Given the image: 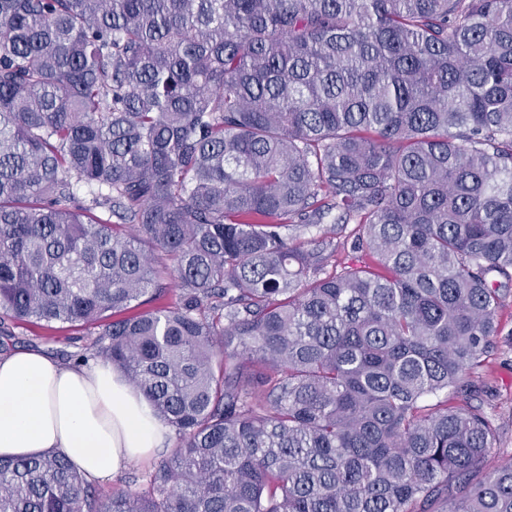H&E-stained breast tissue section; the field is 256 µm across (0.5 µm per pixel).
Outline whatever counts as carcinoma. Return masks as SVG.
Here are the masks:
<instances>
[{"label": "carcinoma", "instance_id": "carcinoma-1", "mask_svg": "<svg viewBox=\"0 0 512 512\" xmlns=\"http://www.w3.org/2000/svg\"><path fill=\"white\" fill-rule=\"evenodd\" d=\"M511 284L512 0H0V313L178 439L106 500L0 457V512H512ZM336 213L333 212L329 217L325 219V226L334 227L336 230V245L338 246L336 251V270L340 271L341 264L344 262L350 261L352 258L358 256L359 254L352 251L351 243L353 240V236L356 232H358L356 224H345L341 226V224H333L334 217ZM502 323V346L497 354L488 357L484 365L474 375V382L483 388L484 408L495 411L500 427L496 449L492 461L512 457V347H510L512 330V297L500 312Z\"/></svg>", "mask_w": 512, "mask_h": 512}]
</instances>
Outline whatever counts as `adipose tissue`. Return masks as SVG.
Returning a JSON list of instances; mask_svg holds the SVG:
<instances>
[{"instance_id": "obj_1", "label": "adipose tissue", "mask_w": 512, "mask_h": 512, "mask_svg": "<svg viewBox=\"0 0 512 512\" xmlns=\"http://www.w3.org/2000/svg\"><path fill=\"white\" fill-rule=\"evenodd\" d=\"M166 427L104 361L64 364L38 351L0 357V456L59 452L101 480L163 450Z\"/></svg>"}]
</instances>
